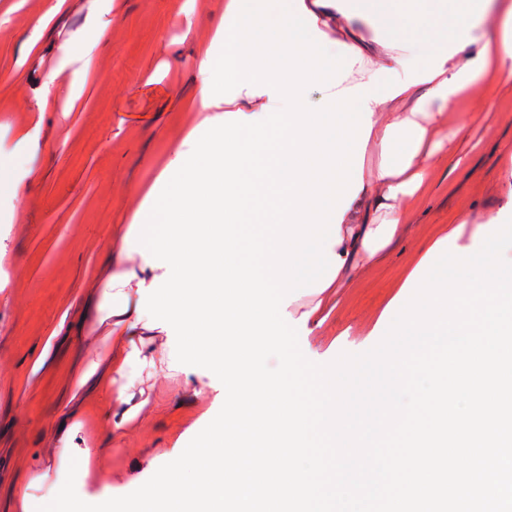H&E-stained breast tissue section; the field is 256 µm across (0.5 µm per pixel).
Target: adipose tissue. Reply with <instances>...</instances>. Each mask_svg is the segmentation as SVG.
Masks as SVG:
<instances>
[{
	"label": "adipose tissue",
	"instance_id": "1",
	"mask_svg": "<svg viewBox=\"0 0 512 512\" xmlns=\"http://www.w3.org/2000/svg\"><path fill=\"white\" fill-rule=\"evenodd\" d=\"M344 0H306L305 7L323 28H335L346 47L362 62L353 66L342 85L374 87L380 68L396 69L405 82L401 95L371 103L372 130L363 150V188L345 211L340 240L332 253L343 262L326 290L292 302L293 318L307 317L320 327L345 298L347 288L374 268L403 232L406 218L428 194L442 148L438 130L447 112L456 110L469 86L491 80L512 81V0H391L396 18L413 20L437 35L424 64L407 57L405 41L392 36L365 42L349 22ZM495 16L499 35L477 40L470 31L486 16ZM128 243L119 239L111 249L112 273L99 305L109 325L107 345L114 373L127 367H149L143 338L149 333L137 313L139 284H152L163 268L141 260L126 264Z\"/></svg>",
	"mask_w": 512,
	"mask_h": 512
}]
</instances>
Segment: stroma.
<instances>
[{"instance_id":"1","label":"stroma","mask_w":512,"mask_h":512,"mask_svg":"<svg viewBox=\"0 0 512 512\" xmlns=\"http://www.w3.org/2000/svg\"><path fill=\"white\" fill-rule=\"evenodd\" d=\"M364 40L389 27L385 0H345ZM107 27L81 74L65 60L91 24ZM224 22V0H0V512H36L62 486L72 456L90 449L108 480L77 475L96 504L131 493L220 411L216 376L163 373L167 337L149 336L156 370L128 368L146 399L112 433V372L105 330L87 306L108 278L119 225L194 126L188 103L200 76L197 47ZM84 90L62 118L73 77ZM487 119L466 124V113ZM465 127L461 162L441 157L436 185L382 262L347 291L324 326L300 337L309 360L363 353L385 335L380 316L409 260L450 218L485 222L512 201V83L465 98L441 133ZM24 129L34 150L16 147ZM100 374L83 390L73 376Z\"/></svg>"}]
</instances>
